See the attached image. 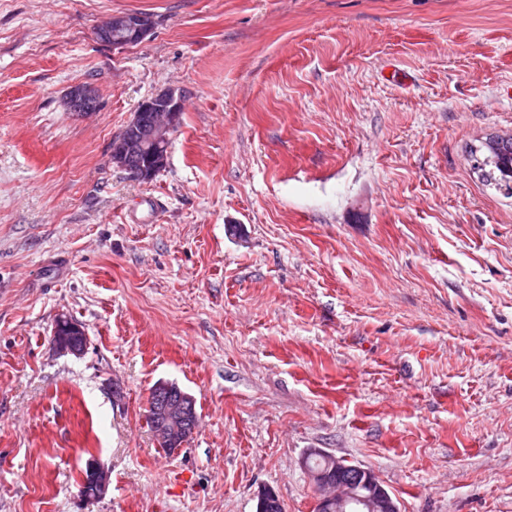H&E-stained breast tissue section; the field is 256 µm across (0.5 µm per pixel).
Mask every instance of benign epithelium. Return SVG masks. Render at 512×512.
<instances>
[{"mask_svg":"<svg viewBox=\"0 0 512 512\" xmlns=\"http://www.w3.org/2000/svg\"><path fill=\"white\" fill-rule=\"evenodd\" d=\"M151 16L115 13L97 29L98 39L115 48L145 41L152 35ZM70 111L79 114L97 110L94 88L77 84L68 93ZM183 111V92L162 91L144 100L125 128L112 140V162L145 179L166 165L170 136ZM51 341L64 354L80 356L87 345L84 327L68 317L56 320ZM151 418L160 441L180 448L195 431V415L188 396L168 384H159L151 393ZM317 490L315 508L319 512H398L396 500L383 487L373 470L361 464L336 463V475L312 472ZM108 472L94 462L87 464L80 494L98 497L108 488Z\"/></svg>","mask_w":512,"mask_h":512,"instance_id":"7a95c632","label":"benign epithelium"}]
</instances>
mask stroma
I'll return each mask as SVG.
<instances>
[{
  "instance_id": "stroma-1",
  "label": "stroma",
  "mask_w": 512,
  "mask_h": 512,
  "mask_svg": "<svg viewBox=\"0 0 512 512\" xmlns=\"http://www.w3.org/2000/svg\"><path fill=\"white\" fill-rule=\"evenodd\" d=\"M118 12L152 35L100 42ZM167 88L141 180L112 138ZM503 134L512 0H0V512H311L313 448L400 512H512ZM160 382L199 414L172 454ZM151 16L140 13H115L97 29L98 39L115 48H124L145 41L152 35ZM67 104L70 111L79 114L95 111L99 105L94 88L87 84L72 86L68 93ZM182 111L181 90L168 89L144 100L112 140V162L142 179L164 167ZM478 167H490L488 178L498 188L512 195V135H502L486 143V154ZM51 341L60 353L80 356L87 345V334L81 324L68 317H60L53 327ZM87 474L83 479L80 494L83 497H98L104 494L109 484V474L95 462L87 464Z\"/></svg>"
}]
</instances>
